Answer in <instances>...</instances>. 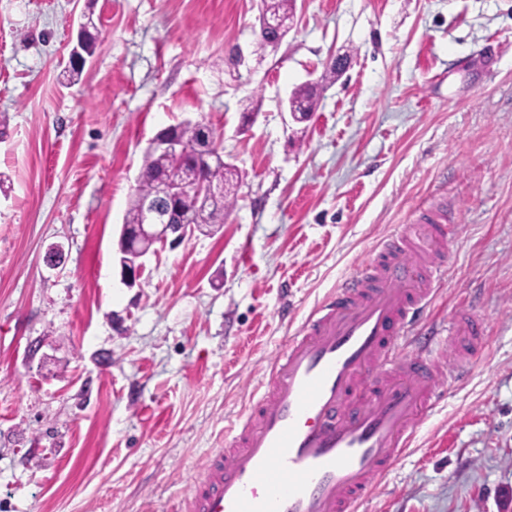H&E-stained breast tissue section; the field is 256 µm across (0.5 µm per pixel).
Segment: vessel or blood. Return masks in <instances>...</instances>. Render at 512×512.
Instances as JSON below:
<instances>
[{
    "mask_svg": "<svg viewBox=\"0 0 512 512\" xmlns=\"http://www.w3.org/2000/svg\"><path fill=\"white\" fill-rule=\"evenodd\" d=\"M369 252L314 307L272 364L246 419L192 477L175 512H358L440 397V334L409 331L444 273L447 227L425 217ZM463 359L485 346L470 310L452 319Z\"/></svg>",
    "mask_w": 512,
    "mask_h": 512,
    "instance_id": "vessel-or-blood-1",
    "label": "vessel or blood"
}]
</instances>
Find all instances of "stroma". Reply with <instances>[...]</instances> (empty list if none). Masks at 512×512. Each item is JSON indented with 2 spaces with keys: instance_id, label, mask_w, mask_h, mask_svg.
Segmentation results:
<instances>
[{
  "instance_id": "1",
  "label": "stroma",
  "mask_w": 512,
  "mask_h": 512,
  "mask_svg": "<svg viewBox=\"0 0 512 512\" xmlns=\"http://www.w3.org/2000/svg\"><path fill=\"white\" fill-rule=\"evenodd\" d=\"M0 0V512H168L309 310L443 205L424 317L485 349L360 512H512V0ZM96 45L66 71L85 20ZM345 71L306 121L292 91ZM211 126L236 205L121 274L163 128ZM61 246L58 266L44 261ZM295 2V0H262L260 35L264 34L267 38L275 37L274 45L278 44L283 39L286 32H283L279 21L271 18H267L266 20L262 18L264 15H275L285 18L288 21V16H293ZM451 335L458 357L468 359L477 355L487 339L486 321L468 309H458L452 319Z\"/></svg>"
}]
</instances>
